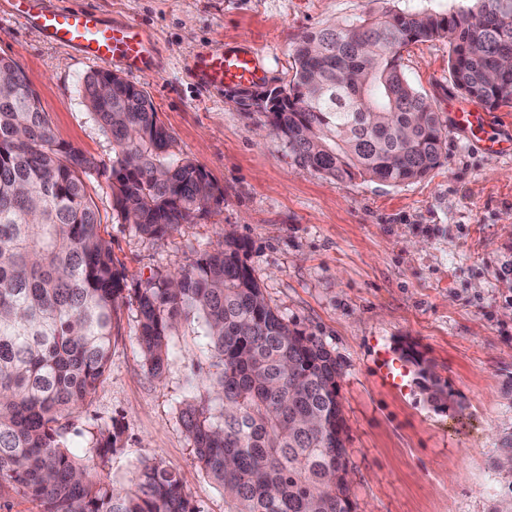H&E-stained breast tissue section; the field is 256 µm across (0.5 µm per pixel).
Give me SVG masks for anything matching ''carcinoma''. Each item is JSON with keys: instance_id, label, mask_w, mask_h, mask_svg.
<instances>
[{"instance_id": "obj_1", "label": "carcinoma", "mask_w": 512, "mask_h": 512, "mask_svg": "<svg viewBox=\"0 0 512 512\" xmlns=\"http://www.w3.org/2000/svg\"><path fill=\"white\" fill-rule=\"evenodd\" d=\"M448 39L461 93L490 110L512 103V0H477L446 16L386 10L358 23L303 34L294 76L266 123L295 163L338 181L398 186L440 163L446 130L427 97L404 78L401 50ZM88 74L82 96L112 140L101 169L59 141L23 68L0 93V493L21 490L40 512H195L176 475L142 460L132 484L96 471L117 428L75 446L71 416L107 378L126 275L100 234L86 179L106 177L117 218L149 239L194 224L224 202V188L183 156L144 89L115 75L112 95ZM138 339L154 377L183 321L202 323L215 358L180 419L201 470L221 487L224 512H353L347 479L340 365L316 336L273 309L226 234L176 275L135 289ZM490 468V512H512V422Z\"/></svg>"}]
</instances>
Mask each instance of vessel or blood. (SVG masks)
<instances>
[{
	"label": "vessel or blood",
	"mask_w": 512,
	"mask_h": 512,
	"mask_svg": "<svg viewBox=\"0 0 512 512\" xmlns=\"http://www.w3.org/2000/svg\"><path fill=\"white\" fill-rule=\"evenodd\" d=\"M11 21L36 29L49 43L75 51L83 59L133 72L148 65L153 43L137 24H116L88 9H66L50 0H12ZM261 51L251 45H225L197 55L191 68L207 89L251 86L263 77ZM453 127L481 143L487 154L512 153V140L501 138L491 117L481 107L464 103L455 107Z\"/></svg>",
	"instance_id": "b4317fda"
}]
</instances>
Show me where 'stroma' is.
<instances>
[{
    "instance_id": "stroma-1",
    "label": "stroma",
    "mask_w": 512,
    "mask_h": 512,
    "mask_svg": "<svg viewBox=\"0 0 512 512\" xmlns=\"http://www.w3.org/2000/svg\"><path fill=\"white\" fill-rule=\"evenodd\" d=\"M55 2L136 21L156 38V63L126 79L147 91L182 152L224 189L209 216L153 240L118 222L104 178L89 182L128 287L176 273L233 231L268 304L340 364L354 512H489V459L512 421V155L487 156L451 132L422 180L340 182L295 164L263 114L241 112L235 94L200 87L187 68L217 42H248L263 51L265 84L284 86L304 32L384 10L448 15L473 0ZM1 55L25 71L56 138L109 166L112 141L82 98L92 64L2 18ZM448 58L447 40L434 39L408 45L401 59L407 81L443 117L461 98ZM136 317L135 304L121 305L107 379L74 413L73 428L87 438L121 430L108 467L114 488L129 485L138 461L157 459L198 512H224V492L198 467L179 420L211 362L200 325L185 323L170 337L157 379L143 364ZM409 348L455 405L433 399L404 356ZM384 353L405 370L402 386L381 377Z\"/></svg>"
}]
</instances>
